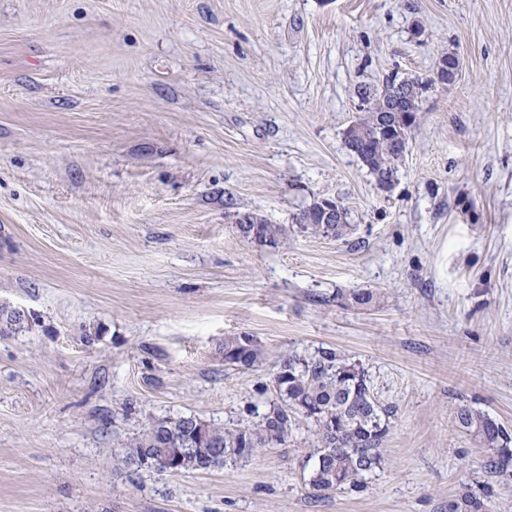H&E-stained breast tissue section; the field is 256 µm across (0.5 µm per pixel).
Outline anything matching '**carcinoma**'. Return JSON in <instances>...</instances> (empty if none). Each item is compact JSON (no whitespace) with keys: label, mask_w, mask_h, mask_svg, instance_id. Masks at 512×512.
I'll return each mask as SVG.
<instances>
[{"label":"carcinoma","mask_w":512,"mask_h":512,"mask_svg":"<svg viewBox=\"0 0 512 512\" xmlns=\"http://www.w3.org/2000/svg\"><path fill=\"white\" fill-rule=\"evenodd\" d=\"M421 79L388 77L372 85V110L365 120L375 117L379 103L392 99L395 90L408 86L421 96ZM353 153L377 180L395 176L401 160L386 138L368 132L355 145ZM316 206L295 217L300 228L326 238H341L350 224L318 223ZM256 238L262 247H277L288 240V228L280 224L257 225ZM378 295L368 289H354L349 300L355 306L370 307ZM21 315L0 306V335L13 330ZM262 356V348L250 336L224 339V364L252 367ZM277 401L270 404L255 426H217L195 416H180L151 423L141 434L121 444L115 459L134 471L151 469L149 458L171 456L178 460L176 471H210L224 467L229 460L248 459L263 448L285 445L297 426L304 424L313 436V460L308 485L312 496L320 497L338 489L356 491L364 475L381 461V446L389 433L391 411L374 397L368 372L359 362L332 348H321L311 356L288 353L281 356L271 379ZM456 426L477 441L487 453L486 468L491 474L512 470V433L489 414L468 403L453 408ZM454 512H482L484 504L470 492L452 497Z\"/></svg>","instance_id":"1"}]
</instances>
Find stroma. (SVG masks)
I'll return each mask as SVG.
<instances>
[{
  "mask_svg": "<svg viewBox=\"0 0 512 512\" xmlns=\"http://www.w3.org/2000/svg\"><path fill=\"white\" fill-rule=\"evenodd\" d=\"M448 53L380 189L344 141L356 90ZM318 198L349 234L293 229ZM244 211L287 244L243 241ZM0 306V512H512L453 420L461 397L512 432V0H0ZM244 334L261 360L225 365ZM321 347L392 411L362 491L310 496L303 428L115 469L153 421L258 424L280 355Z\"/></svg>",
  "mask_w": 512,
  "mask_h": 512,
  "instance_id": "obj_1",
  "label": "stroma"
}]
</instances>
